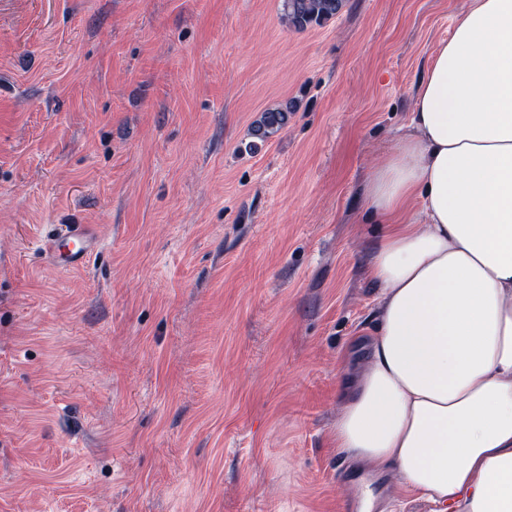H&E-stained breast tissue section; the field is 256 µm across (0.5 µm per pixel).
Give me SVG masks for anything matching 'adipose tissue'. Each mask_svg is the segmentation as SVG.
Instances as JSON below:
<instances>
[{
	"label": "adipose tissue",
	"mask_w": 512,
	"mask_h": 512,
	"mask_svg": "<svg viewBox=\"0 0 512 512\" xmlns=\"http://www.w3.org/2000/svg\"><path fill=\"white\" fill-rule=\"evenodd\" d=\"M365 188L385 232L339 456L437 512H512V0H468Z\"/></svg>",
	"instance_id": "1"
}]
</instances>
